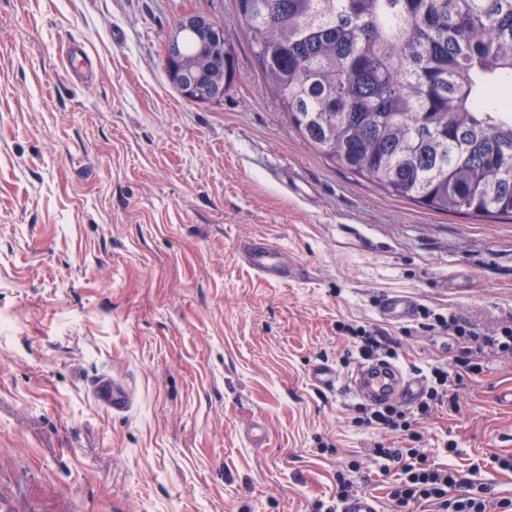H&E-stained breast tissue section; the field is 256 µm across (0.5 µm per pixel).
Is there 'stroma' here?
I'll list each match as a JSON object with an SVG mask.
<instances>
[{"mask_svg":"<svg viewBox=\"0 0 512 512\" xmlns=\"http://www.w3.org/2000/svg\"><path fill=\"white\" fill-rule=\"evenodd\" d=\"M205 12L233 47L223 98L170 82L177 19ZM80 45L90 79L61 52ZM262 236L311 280L262 282L236 243ZM493 333L512 316V217L443 214L390 196L310 148L257 73L236 0H0V504L9 512H325L336 474H394L341 375L347 332L380 327L407 370L441 352L419 320L380 324V293ZM130 391L103 408L91 381ZM459 409L419 430L512 499V365L489 355ZM265 447L245 438L253 422ZM92 389L98 401L112 409L113 413L126 411L131 404L127 388L108 375H99L92 382Z\"/></svg>","mask_w":512,"mask_h":512,"instance_id":"1","label":"stroma"}]
</instances>
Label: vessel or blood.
<instances>
[{
	"mask_svg": "<svg viewBox=\"0 0 512 512\" xmlns=\"http://www.w3.org/2000/svg\"><path fill=\"white\" fill-rule=\"evenodd\" d=\"M237 252L242 264L266 282L288 285L308 275L302 263L284 260L281 249L263 237L240 241ZM418 311L416 301L403 294H385L376 303L378 316L389 323L411 320ZM347 386L354 396L375 407L415 401L426 389L422 376L408 373L399 363L387 358L360 363L348 376ZM92 389L97 400L113 412H124L131 404L127 388L110 376H97Z\"/></svg>",
	"mask_w": 512,
	"mask_h": 512,
	"instance_id": "obj_1",
	"label": "vessel or blood"
}]
</instances>
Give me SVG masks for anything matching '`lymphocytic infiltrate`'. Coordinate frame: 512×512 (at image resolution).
Instances as JSON below:
<instances>
[{"label": "lymphocytic infiltrate", "mask_w": 512, "mask_h": 512, "mask_svg": "<svg viewBox=\"0 0 512 512\" xmlns=\"http://www.w3.org/2000/svg\"><path fill=\"white\" fill-rule=\"evenodd\" d=\"M426 328L435 339L449 340L459 355L433 368L431 384L415 409L395 404L374 409L358 407L357 426L401 431L407 439L402 448L375 443L369 450L372 462L380 473H395L396 484L390 497L398 512H512L511 499L492 498L487 487L464 479L459 470L445 463V456L456 454V446H443L442 461H435L414 429L418 419L439 410L456 409L460 382L466 376L482 375V359L486 354L512 363V326L488 336L478 328L461 324L455 316L438 315Z\"/></svg>", "instance_id": "lymphocytic-infiltrate-1"}]
</instances>
